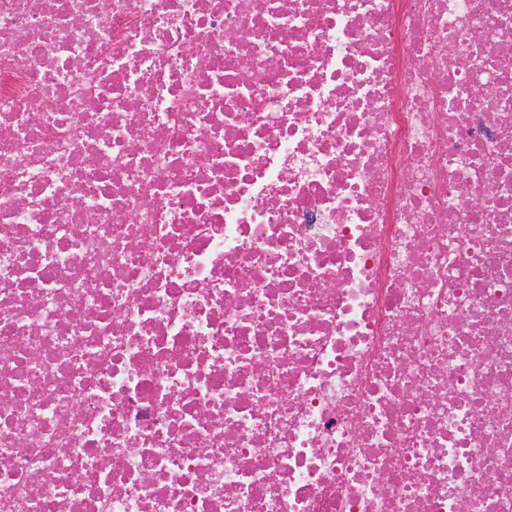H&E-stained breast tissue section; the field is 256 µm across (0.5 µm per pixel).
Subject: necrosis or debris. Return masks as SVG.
I'll return each instance as SVG.
<instances>
[{"mask_svg":"<svg viewBox=\"0 0 512 512\" xmlns=\"http://www.w3.org/2000/svg\"><path fill=\"white\" fill-rule=\"evenodd\" d=\"M0 512H512V0H0Z\"/></svg>","mask_w":512,"mask_h":512,"instance_id":"obj_1","label":"necrosis or debris"}]
</instances>
